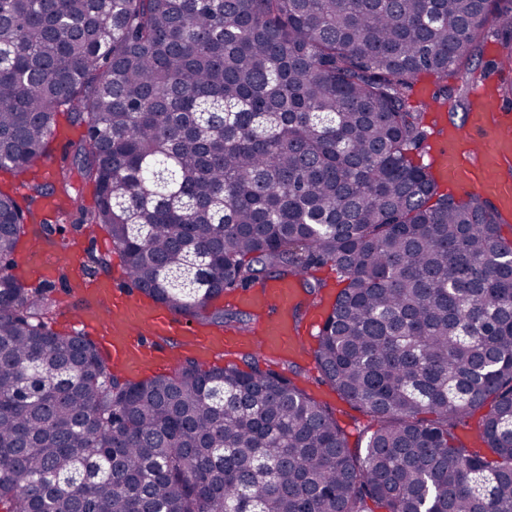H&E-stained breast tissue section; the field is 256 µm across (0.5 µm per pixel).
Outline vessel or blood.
Instances as JSON below:
<instances>
[{
  "label": "vessel or blood",
  "mask_w": 512,
  "mask_h": 512,
  "mask_svg": "<svg viewBox=\"0 0 512 512\" xmlns=\"http://www.w3.org/2000/svg\"><path fill=\"white\" fill-rule=\"evenodd\" d=\"M463 125H448L443 138L448 149L434 158L435 169L453 184L470 186L473 195L494 199L504 218L512 217V113L499 104L489 83L472 84ZM69 254L30 260L27 274L50 279L53 267L69 261ZM87 302L74 322L85 336L103 349L108 362L130 376L172 367L165 344L195 349L198 360L221 353L241 354L255 349L290 354L296 350L300 331L293 322L299 304L296 280L259 282L237 297L240 307L261 314L259 327L248 334L228 327L218 332L188 334L181 318L154 303L141 292L112 279L90 281ZM147 334H140V327Z\"/></svg>",
  "instance_id": "b4317fda"
}]
</instances>
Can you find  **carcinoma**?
<instances>
[{
  "label": "carcinoma",
  "instance_id": "1",
  "mask_svg": "<svg viewBox=\"0 0 512 512\" xmlns=\"http://www.w3.org/2000/svg\"><path fill=\"white\" fill-rule=\"evenodd\" d=\"M512 59V0H0V172L58 116L84 127L30 205L96 207L133 287L202 323L224 291L295 278L321 302L325 382L368 418L252 362L129 380L51 327L11 273L34 216L0 190V504L7 512H512V239L413 153L417 78ZM488 407L479 447L455 430Z\"/></svg>",
  "mask_w": 512,
  "mask_h": 512
}]
</instances>
